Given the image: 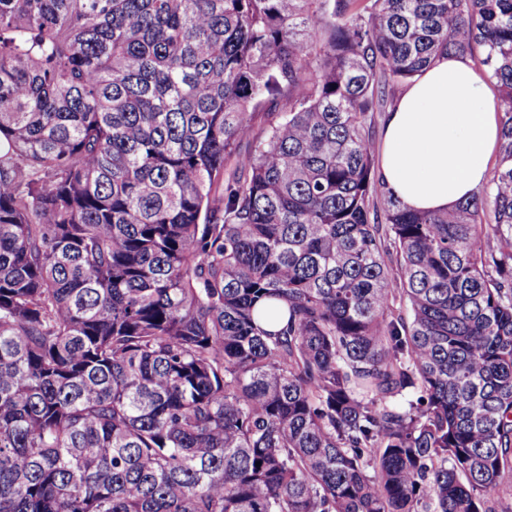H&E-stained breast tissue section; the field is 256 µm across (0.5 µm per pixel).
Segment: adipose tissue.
I'll return each instance as SVG.
<instances>
[{
    "instance_id": "1",
    "label": "adipose tissue",
    "mask_w": 512,
    "mask_h": 512,
    "mask_svg": "<svg viewBox=\"0 0 512 512\" xmlns=\"http://www.w3.org/2000/svg\"><path fill=\"white\" fill-rule=\"evenodd\" d=\"M499 138V108L484 72L469 58L441 56L389 113L379 174L402 207L445 211L486 184Z\"/></svg>"
}]
</instances>
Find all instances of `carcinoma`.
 <instances>
[{"mask_svg":"<svg viewBox=\"0 0 512 512\" xmlns=\"http://www.w3.org/2000/svg\"><path fill=\"white\" fill-rule=\"evenodd\" d=\"M355 2L0 0V512H494L512 0ZM477 49L498 169L403 208L374 113Z\"/></svg>","mask_w":512,"mask_h":512,"instance_id":"cac0c4a2","label":"carcinoma"}]
</instances>
